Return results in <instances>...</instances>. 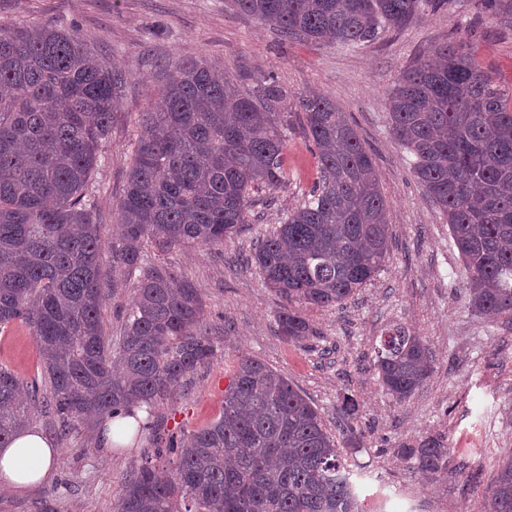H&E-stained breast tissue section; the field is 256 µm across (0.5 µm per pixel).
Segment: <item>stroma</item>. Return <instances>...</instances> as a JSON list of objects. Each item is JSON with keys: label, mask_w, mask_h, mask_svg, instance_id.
<instances>
[{"label": "stroma", "mask_w": 512, "mask_h": 512, "mask_svg": "<svg viewBox=\"0 0 512 512\" xmlns=\"http://www.w3.org/2000/svg\"><path fill=\"white\" fill-rule=\"evenodd\" d=\"M22 21L73 29L126 80L100 146L95 195L103 245L112 241L141 114L155 101L178 59L201 60L230 75L273 74L292 95H329L346 112L371 152L389 210L391 258L385 270L342 305L310 309L315 336L280 335L284 301L258 268L244 264L257 236L280 223L318 176L302 132L288 140L286 179L259 191L249 222L217 246L165 251L146 244L147 261L171 267L200 288L205 322L215 324L216 354L198 369L185 394L156 405L173 432L207 425L224 405L238 355L262 360L292 382L321 414L359 488L362 512H480L492 459L512 452V320L471 311L463 264L448 226L410 172V155L391 134L387 94L414 55L433 44L468 38L479 69L512 86V28L487 15L480 0H453L407 28L358 48L288 41L231 5V0H0V23ZM398 322L426 341L434 371L402 402L385 394L373 367L381 331ZM0 365L25 381L40 378L31 328L0 334ZM361 404L352 429L337 411L343 395ZM35 425L54 436L62 454L52 477L24 491L0 489V512H115L146 440L100 447L93 431L55 437L48 417ZM428 436L449 447L448 472L429 475L401 458L402 445Z\"/></svg>", "instance_id": "obj_1"}]
</instances>
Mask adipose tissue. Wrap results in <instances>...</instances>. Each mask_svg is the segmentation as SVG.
<instances>
[{
    "label": "adipose tissue",
    "instance_id": "1",
    "mask_svg": "<svg viewBox=\"0 0 512 512\" xmlns=\"http://www.w3.org/2000/svg\"><path fill=\"white\" fill-rule=\"evenodd\" d=\"M60 455V449L37 427L21 431L8 447L0 448V488L24 490L42 484L52 475Z\"/></svg>",
    "mask_w": 512,
    "mask_h": 512
}]
</instances>
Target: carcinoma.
Here are the masks:
<instances>
[{"label":"carcinoma","instance_id":"obj_1","mask_svg":"<svg viewBox=\"0 0 512 512\" xmlns=\"http://www.w3.org/2000/svg\"><path fill=\"white\" fill-rule=\"evenodd\" d=\"M288 40L355 47L410 25L448 0H232ZM502 23L512 0H482ZM142 113L112 247L102 249L94 201L99 145L125 75L73 31L0 23V330L27 324L41 381L0 366V447L49 416L62 437L184 391L216 352L201 319L202 292L143 258L162 249L214 246L247 223L252 193L285 179L288 131L298 118L319 176L302 205L255 240L246 261L288 303L281 335H316L293 304L339 306L385 269L387 207L375 161L336 101L293 104L270 74L239 79L181 60ZM390 130L411 172L444 215L467 273L473 312L512 317V87L493 81L463 41L443 42L403 69L388 94ZM136 283L121 335L102 310ZM382 389L410 398L433 373L423 339L389 326L375 350ZM359 403L345 396L346 426ZM146 460L125 480L116 512H359L356 488L321 414L287 378L238 356L224 407L182 434L138 424ZM399 453L432 474L447 469L444 441L428 436ZM483 512H512V453L495 461Z\"/></svg>","mask_w":512,"mask_h":512}]
</instances>
